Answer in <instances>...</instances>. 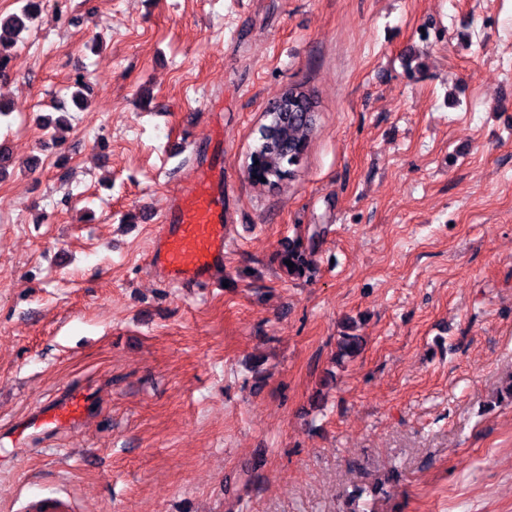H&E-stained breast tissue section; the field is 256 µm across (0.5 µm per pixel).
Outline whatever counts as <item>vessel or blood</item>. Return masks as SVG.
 Returning a JSON list of instances; mask_svg holds the SVG:
<instances>
[{
  "label": "vessel or blood",
  "mask_w": 512,
  "mask_h": 512,
  "mask_svg": "<svg viewBox=\"0 0 512 512\" xmlns=\"http://www.w3.org/2000/svg\"><path fill=\"white\" fill-rule=\"evenodd\" d=\"M225 229L213 179L208 171L198 170L194 183L176 194L165 213L147 254L148 265L167 284H206L224 263ZM85 409L72 398L56 400L24 427L52 430L75 422Z\"/></svg>",
  "instance_id": "1"
}]
</instances>
